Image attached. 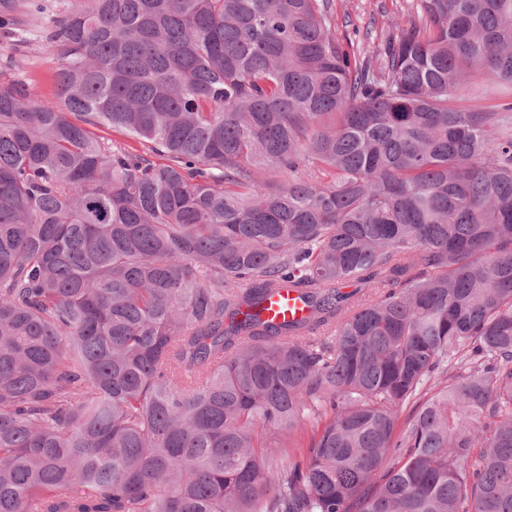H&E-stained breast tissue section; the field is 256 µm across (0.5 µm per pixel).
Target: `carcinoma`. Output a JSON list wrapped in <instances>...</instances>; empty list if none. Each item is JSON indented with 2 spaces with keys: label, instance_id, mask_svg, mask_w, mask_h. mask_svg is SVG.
<instances>
[{
  "label": "carcinoma",
  "instance_id": "obj_1",
  "mask_svg": "<svg viewBox=\"0 0 512 512\" xmlns=\"http://www.w3.org/2000/svg\"><path fill=\"white\" fill-rule=\"evenodd\" d=\"M332 2L91 0L0 78V512H512V0ZM90 0H46L49 6L42 19L34 22L32 35L27 43L16 52L13 42L0 38V73L4 78L27 81L32 91L42 99L55 100L54 74L58 67L56 50L34 32L39 26L47 25L61 17L70 5H83ZM11 65L5 67L6 59ZM416 0H333L336 29L364 51L372 54L392 30L397 17L415 14ZM270 316L276 315V319H301L307 315L306 307L297 298V293L288 288H282L273 295L269 301Z\"/></svg>",
  "mask_w": 512,
  "mask_h": 512
}]
</instances>
